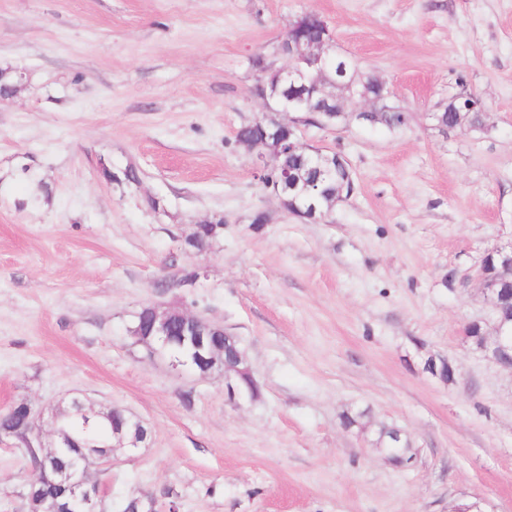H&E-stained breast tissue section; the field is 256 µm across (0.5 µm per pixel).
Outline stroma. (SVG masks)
I'll list each match as a JSON object with an SVG mask.
<instances>
[{"label":"stroma","instance_id":"1","mask_svg":"<svg viewBox=\"0 0 512 512\" xmlns=\"http://www.w3.org/2000/svg\"><path fill=\"white\" fill-rule=\"evenodd\" d=\"M307 11L409 114L302 127L356 183L316 223L235 139L263 112L253 58L286 67L275 49ZM7 67L23 79L0 100V413L74 392L125 409L150 438L91 478L154 512H512V372L462 333L487 315L470 274L512 241V0H0ZM461 81L485 123L445 134L430 114ZM130 166L134 184L100 173ZM218 216L211 249L184 251ZM193 266L205 278L169 287ZM148 303L238 336L261 397L148 357L129 333ZM431 352L454 382L424 372ZM382 420L411 436V468L374 447ZM35 477L0 439V512H29ZM377 123L389 130H400L407 126L408 115L402 108L386 103L378 107Z\"/></svg>","mask_w":512,"mask_h":512}]
</instances>
